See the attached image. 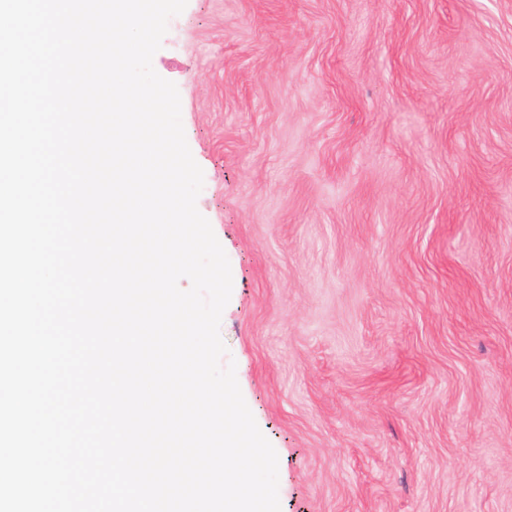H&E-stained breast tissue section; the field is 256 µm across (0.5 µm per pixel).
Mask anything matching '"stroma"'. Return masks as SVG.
Returning a JSON list of instances; mask_svg holds the SVG:
<instances>
[{
	"instance_id": "1",
	"label": "stroma",
	"mask_w": 512,
	"mask_h": 512,
	"mask_svg": "<svg viewBox=\"0 0 512 512\" xmlns=\"http://www.w3.org/2000/svg\"><path fill=\"white\" fill-rule=\"evenodd\" d=\"M152 64L281 512H512V0H188Z\"/></svg>"
}]
</instances>
